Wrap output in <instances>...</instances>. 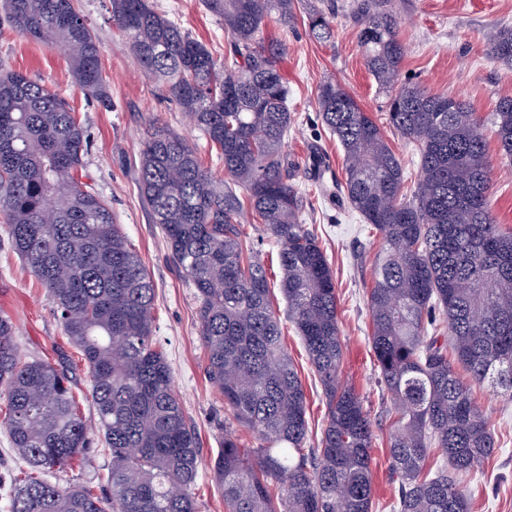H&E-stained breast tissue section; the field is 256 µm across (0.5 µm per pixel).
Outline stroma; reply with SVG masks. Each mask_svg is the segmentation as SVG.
<instances>
[{"instance_id":"35a3bbf8","label":"stroma","mask_w":512,"mask_h":512,"mask_svg":"<svg viewBox=\"0 0 512 512\" xmlns=\"http://www.w3.org/2000/svg\"><path fill=\"white\" fill-rule=\"evenodd\" d=\"M154 9L201 41L216 58L226 50L223 22L204 0H151ZM312 0H298L295 23L283 27L275 19L264 24L265 36L285 44L280 69L288 83V106L296 121L285 150L299 167L298 189L310 207L305 222L314 228L327 255L338 293L344 358L340 377L364 399L375 433L371 450L374 496L380 512H390L399 480L388 451L391 419L378 384L379 370L369 344L371 323L367 304L373 268L380 248L362 217L343 196L323 194L321 186L342 182L343 150L336 137L323 130L316 112L317 85L330 77L341 83L378 125L389 145L403 159L409 175L418 173V155L408 141L386 128L387 97L368 72L349 18L352 0H334L333 36L312 37L307 15ZM75 6L102 48V71L110 106L87 96L77 85L65 57L57 50L20 38L10 26L0 2V63L37 79L62 93L83 126L88 150L83 157L84 180L108 202L132 248L141 256L155 285V336L171 367L174 386L187 417L198 431L202 465L195 487L199 512H224V497L210 473L209 463L220 449L224 427L233 418L224 399L203 374L205 350L200 340L197 303L190 283L172 262L158 225L149 221L138 186V155L149 120L183 135L195 144L198 156L215 176L224 167L200 133L190 126L181 108L162 98L133 57L126 36L112 22L109 0H75ZM398 18V34L406 47L403 77L432 92L462 98L481 116L494 111L500 97L512 96V70L489 54L493 34L512 26V0H391ZM492 163V205L498 223L512 227V161L503 160L495 134L487 136ZM244 230L253 240L273 285L271 299L278 313L286 303L277 283V252L263 227L246 219ZM0 313L11 317L22 357H35L67 366L73 392L80 401L92 446L84 462L50 474L60 487L80 484L102 492L111 462L101 443L98 420L91 404L90 373L78 350L69 342L47 297L46 289L13 252L0 230ZM283 341L304 385L311 440H318L326 407L320 385L303 344L290 323H283ZM472 393L487 410L497 441L467 486L469 512H512V400L476 386Z\"/></svg>"}]
</instances>
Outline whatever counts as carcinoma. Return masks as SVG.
Masks as SVG:
<instances>
[{"instance_id":"cac0c4a2","label":"carcinoma","mask_w":512,"mask_h":512,"mask_svg":"<svg viewBox=\"0 0 512 512\" xmlns=\"http://www.w3.org/2000/svg\"><path fill=\"white\" fill-rule=\"evenodd\" d=\"M296 0H205L224 21L219 61L150 0H110L112 20L147 76L215 148L223 180L180 134L149 123L138 165L151 223L195 288L205 376L259 446L224 427L211 474L225 512H375L374 433L363 399L341 382L335 279L314 230L298 166L283 151L295 122L279 61L264 36L286 27ZM19 36L59 50L86 95L109 102L102 48L74 0H6ZM332 6L308 12L309 32L333 35ZM365 65L386 90V121L418 151L406 168L375 120L339 83L318 85V117L344 151L345 199L381 240L368 293L370 343L390 398L389 453L401 478L394 512H469L464 479L496 449L472 395L485 385L512 399V228L491 204L485 123L512 160V97L490 119L465 101L401 77L404 47L390 0H353ZM492 57L512 69V27ZM18 72H0V222L13 250L47 289L63 330L91 374L90 396L111 450L107 496L60 488L61 470L90 447L68 375L20 357L0 315V394L16 458L10 512H198L200 442L156 346L155 288L106 200L81 181L86 138L67 100ZM249 213L277 246L280 292L326 402L317 447H307L306 393L282 343L265 267L243 231ZM445 334L449 342H439ZM453 359H448V353ZM466 372L461 377L457 368ZM445 463L432 466L429 452Z\"/></svg>"}]
</instances>
